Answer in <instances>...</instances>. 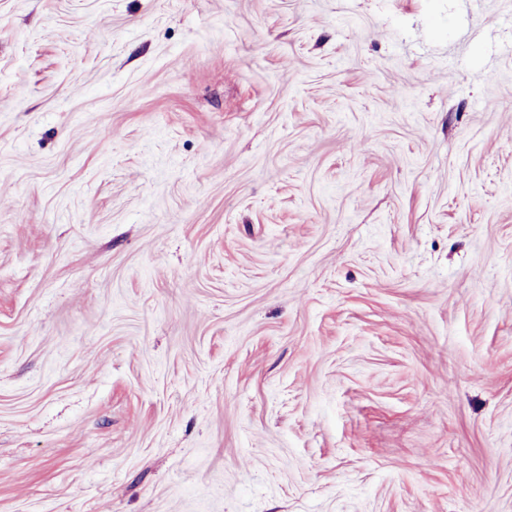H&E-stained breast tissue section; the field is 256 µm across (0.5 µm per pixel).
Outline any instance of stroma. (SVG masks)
Segmentation results:
<instances>
[{
  "mask_svg": "<svg viewBox=\"0 0 512 512\" xmlns=\"http://www.w3.org/2000/svg\"><path fill=\"white\" fill-rule=\"evenodd\" d=\"M0 512H512V0H0Z\"/></svg>",
  "mask_w": 512,
  "mask_h": 512,
  "instance_id": "obj_1",
  "label": "stroma"
}]
</instances>
